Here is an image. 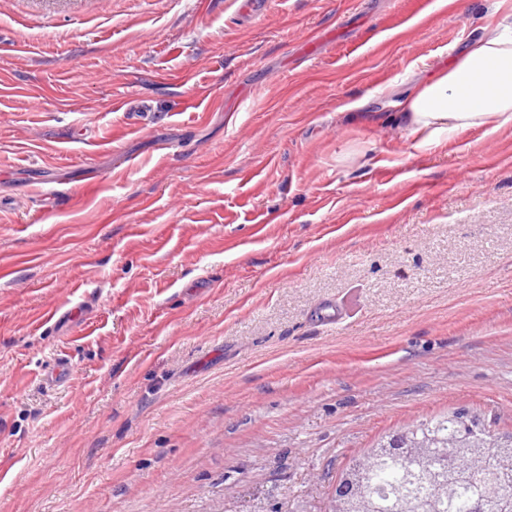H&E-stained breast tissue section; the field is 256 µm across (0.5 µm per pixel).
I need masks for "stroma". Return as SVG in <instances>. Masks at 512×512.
<instances>
[{"instance_id": "1", "label": "stroma", "mask_w": 512, "mask_h": 512, "mask_svg": "<svg viewBox=\"0 0 512 512\" xmlns=\"http://www.w3.org/2000/svg\"><path fill=\"white\" fill-rule=\"evenodd\" d=\"M489 2L0 0V512H326L386 432L512 430V123L396 106ZM71 370L70 359L64 355H58L52 367L44 374L43 383L47 387L64 385L69 379Z\"/></svg>"}]
</instances>
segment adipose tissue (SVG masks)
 Masks as SVG:
<instances>
[{"instance_id": "obj_1", "label": "adipose tissue", "mask_w": 512, "mask_h": 512, "mask_svg": "<svg viewBox=\"0 0 512 512\" xmlns=\"http://www.w3.org/2000/svg\"><path fill=\"white\" fill-rule=\"evenodd\" d=\"M400 107L408 128L426 144L512 122V26H487L447 65L416 81Z\"/></svg>"}]
</instances>
